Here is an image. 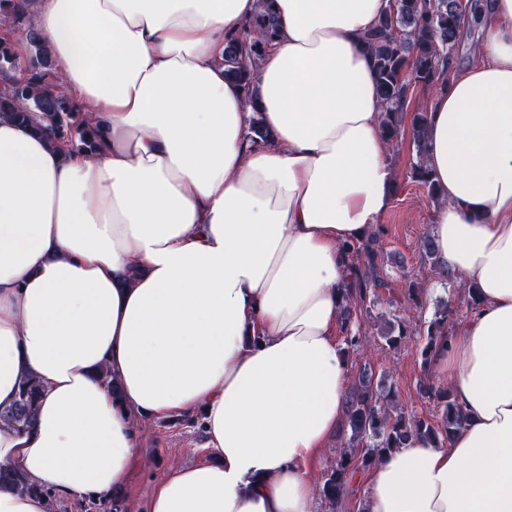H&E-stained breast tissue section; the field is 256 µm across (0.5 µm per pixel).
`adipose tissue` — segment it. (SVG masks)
<instances>
[{
  "label": "adipose tissue",
  "instance_id": "ef3b65f1",
  "mask_svg": "<svg viewBox=\"0 0 512 512\" xmlns=\"http://www.w3.org/2000/svg\"><path fill=\"white\" fill-rule=\"evenodd\" d=\"M389 3L39 0L56 83L102 145L66 153L0 116V410L43 387L31 425L0 422V465L99 502L126 482L133 415L196 412L214 461L146 512H312L307 470L346 412L342 246L396 188L364 44ZM268 8L245 88L224 45ZM469 20L479 59L425 126L436 261L481 293L433 363L468 421L387 453L364 512H512V0Z\"/></svg>",
  "mask_w": 512,
  "mask_h": 512
}]
</instances>
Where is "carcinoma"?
I'll return each instance as SVG.
<instances>
[{"instance_id": "carcinoma-1", "label": "carcinoma", "mask_w": 512, "mask_h": 512, "mask_svg": "<svg viewBox=\"0 0 512 512\" xmlns=\"http://www.w3.org/2000/svg\"><path fill=\"white\" fill-rule=\"evenodd\" d=\"M33 0H0V13L10 15L13 27L0 36V80L7 87L0 91V114H9L33 130L46 133L68 151L93 150L98 134L80 118L79 105L54 87L55 68L52 52L30 24H22ZM462 0H393L376 28L364 38L377 77L378 92L385 104L382 132L387 141L401 135V124L409 85L435 87L448 69V60L459 41ZM261 38L252 37L254 29L227 40L224 48V75L248 88L251 75L261 60L266 44L277 35L274 17L266 12L255 21ZM411 178L421 183L431 196L437 186L425 164L411 170ZM348 275L340 291L341 330L347 356L363 346L357 326L363 314H371L377 290L389 288L383 272V248L379 233L369 232L360 242L346 245ZM453 310L443 306L426 327L421 349V377L417 383L420 396L432 403L441 415V424L418 414L391 413L388 405L395 394L385 387V375H376L364 366L347 400L345 427L350 430L348 449L341 453L328 472L320 496L330 504L331 512L342 506L355 474L373 466L380 457L394 449L406 448L417 437H428L446 444L450 436L464 426L467 416L449 388L434 384L431 365L437 350L450 341L448 321ZM413 335L405 321L383 335L385 345L396 349ZM42 393L39 381H25L18 401L0 420L17 425L30 424ZM20 493L41 490L39 483L14 470L0 466V487Z\"/></svg>"}]
</instances>
